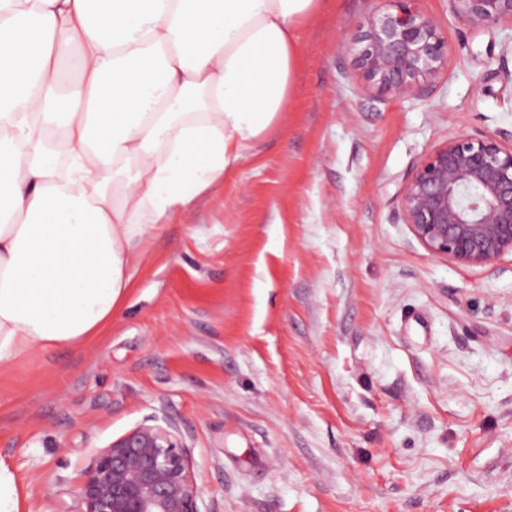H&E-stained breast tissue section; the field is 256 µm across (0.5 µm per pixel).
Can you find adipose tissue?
I'll use <instances>...</instances> for the list:
<instances>
[{
    "label": "adipose tissue",
    "instance_id": "adipose-tissue-1",
    "mask_svg": "<svg viewBox=\"0 0 512 512\" xmlns=\"http://www.w3.org/2000/svg\"><path fill=\"white\" fill-rule=\"evenodd\" d=\"M323 0H0V368L108 325L288 108Z\"/></svg>",
    "mask_w": 512,
    "mask_h": 512
}]
</instances>
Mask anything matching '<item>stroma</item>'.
Wrapping results in <instances>:
<instances>
[{"label": "stroma", "instance_id": "35a3bbf8", "mask_svg": "<svg viewBox=\"0 0 512 512\" xmlns=\"http://www.w3.org/2000/svg\"><path fill=\"white\" fill-rule=\"evenodd\" d=\"M415 6L448 39L427 97L355 65L390 0H325L287 112L145 244L111 324L0 370L21 512H72L150 416L188 447L200 512H512V256L431 255L400 196L449 140L512 144V23Z\"/></svg>", "mask_w": 512, "mask_h": 512}]
</instances>
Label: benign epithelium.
<instances>
[{
  "label": "benign epithelium",
  "instance_id": "obj_1",
  "mask_svg": "<svg viewBox=\"0 0 512 512\" xmlns=\"http://www.w3.org/2000/svg\"><path fill=\"white\" fill-rule=\"evenodd\" d=\"M395 12L360 35L363 79L395 97H417L448 64L438 22L392 0ZM467 26L512 22V0H450ZM405 223L432 255L495 268L512 254V146L462 136L428 153L401 193ZM186 446L170 422L151 417L100 449L77 488L76 512H199Z\"/></svg>",
  "mask_w": 512,
  "mask_h": 512
}]
</instances>
